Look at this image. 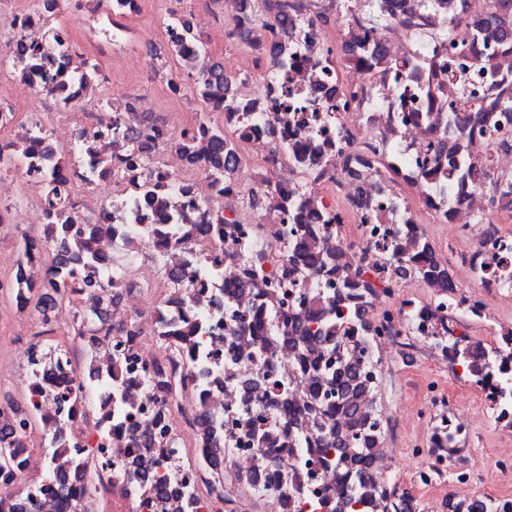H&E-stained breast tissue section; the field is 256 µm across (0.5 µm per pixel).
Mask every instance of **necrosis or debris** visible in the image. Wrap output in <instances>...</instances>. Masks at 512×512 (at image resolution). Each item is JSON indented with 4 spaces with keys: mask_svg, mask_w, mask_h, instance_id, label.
Masks as SVG:
<instances>
[{
    "mask_svg": "<svg viewBox=\"0 0 512 512\" xmlns=\"http://www.w3.org/2000/svg\"><path fill=\"white\" fill-rule=\"evenodd\" d=\"M214 3L246 48L231 99L203 101L200 142H235L218 174L177 144L183 81L161 115L126 67L137 52L191 71L210 36L177 14L140 40L145 0H0V512H385L403 452L468 512L482 479L512 476V0ZM20 85L54 122L21 119ZM153 125L148 170L132 136ZM49 173L78 198L63 221L95 287L61 285ZM96 310L104 340L78 333ZM481 334L484 359L461 363ZM340 335L375 454L353 505L325 452L346 420L311 395ZM428 360L405 435L384 389ZM469 396L503 444L485 464Z\"/></svg>",
    "mask_w": 512,
    "mask_h": 512,
    "instance_id": "4bbe7bcc",
    "label": "necrosis or debris"
}]
</instances>
